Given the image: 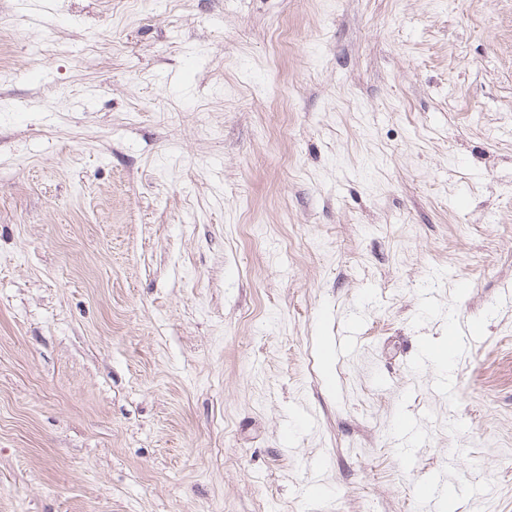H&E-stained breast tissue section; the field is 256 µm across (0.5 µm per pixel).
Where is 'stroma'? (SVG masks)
Listing matches in <instances>:
<instances>
[{
    "label": "stroma",
    "mask_w": 512,
    "mask_h": 512,
    "mask_svg": "<svg viewBox=\"0 0 512 512\" xmlns=\"http://www.w3.org/2000/svg\"><path fill=\"white\" fill-rule=\"evenodd\" d=\"M440 470L512 512V0H0V512Z\"/></svg>",
    "instance_id": "stroma-1"
}]
</instances>
